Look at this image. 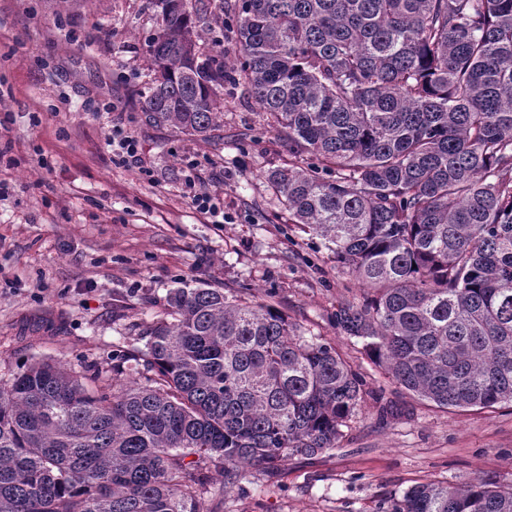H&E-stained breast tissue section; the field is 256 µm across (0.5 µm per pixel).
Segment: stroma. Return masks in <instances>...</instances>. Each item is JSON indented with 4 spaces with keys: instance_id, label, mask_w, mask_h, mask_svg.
Returning a JSON list of instances; mask_svg holds the SVG:
<instances>
[{
    "instance_id": "stroma-1",
    "label": "stroma",
    "mask_w": 512,
    "mask_h": 512,
    "mask_svg": "<svg viewBox=\"0 0 512 512\" xmlns=\"http://www.w3.org/2000/svg\"><path fill=\"white\" fill-rule=\"evenodd\" d=\"M153 28L147 0H71L63 12L0 0V148L14 160L0 166V378L31 358L111 367L143 347L171 289L202 282L270 297L364 379L335 448L290 457L274 476L242 468L224 512H383L417 484L512 480V404L446 411L397 393L337 328V303L360 287L290 224L267 174L293 155L245 85L225 82L216 138L146 123L135 92ZM115 125L135 137L137 162L113 163ZM189 176L221 199L224 225L183 198Z\"/></svg>"
}]
</instances>
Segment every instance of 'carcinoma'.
Wrapping results in <instances>:
<instances>
[{
  "label": "carcinoma",
  "instance_id": "1",
  "mask_svg": "<svg viewBox=\"0 0 512 512\" xmlns=\"http://www.w3.org/2000/svg\"><path fill=\"white\" fill-rule=\"evenodd\" d=\"M161 2L146 123L207 140L244 80L310 159L268 175L289 220L362 287L336 326L423 402H512V0H240L233 61L224 13ZM167 305L115 393L44 359L0 382V512H204L243 466L336 447L364 380L331 343L231 289ZM386 512H512V482L419 484Z\"/></svg>",
  "mask_w": 512,
  "mask_h": 512
}]
</instances>
